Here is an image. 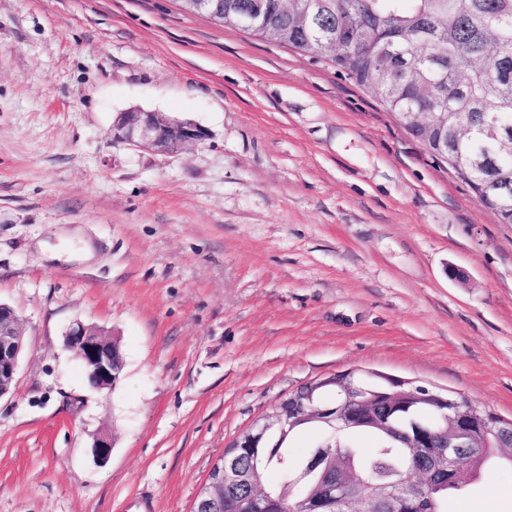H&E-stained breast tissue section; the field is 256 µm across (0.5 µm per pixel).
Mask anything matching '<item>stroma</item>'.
I'll return each instance as SVG.
<instances>
[{
  "mask_svg": "<svg viewBox=\"0 0 512 512\" xmlns=\"http://www.w3.org/2000/svg\"><path fill=\"white\" fill-rule=\"evenodd\" d=\"M134 107L208 137L114 143ZM0 302V512H191L238 437L349 369L512 420V224L331 62L179 0H0ZM78 320L120 344L114 387L65 347ZM448 512H512V467ZM19 321L12 307L0 303V398L12 392L19 366L23 347Z\"/></svg>",
  "mask_w": 512,
  "mask_h": 512,
  "instance_id": "35a3bbf8",
  "label": "stroma"
}]
</instances>
